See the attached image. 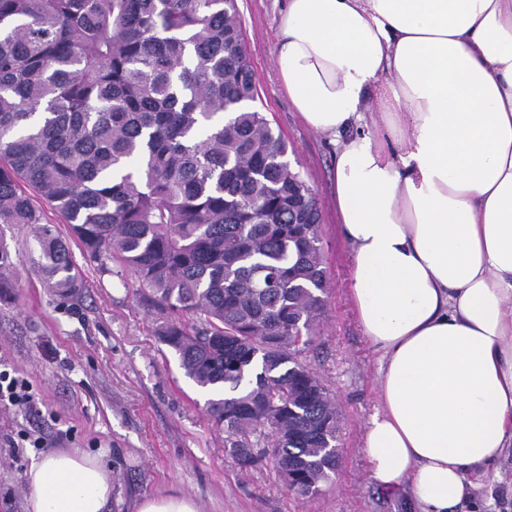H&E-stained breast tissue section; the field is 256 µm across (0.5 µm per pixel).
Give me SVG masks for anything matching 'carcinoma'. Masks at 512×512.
<instances>
[{
	"label": "carcinoma",
	"mask_w": 512,
	"mask_h": 512,
	"mask_svg": "<svg viewBox=\"0 0 512 512\" xmlns=\"http://www.w3.org/2000/svg\"><path fill=\"white\" fill-rule=\"evenodd\" d=\"M256 96L235 0H0V295L6 224L38 225L63 298L84 287L70 241L120 263L170 312L155 336L211 394L225 452L307 498L340 465L341 414L302 361L330 283L316 194ZM34 204L40 212L41 224L51 226L56 233L67 237L68 227L64 219L48 201L37 197L34 198Z\"/></svg>",
	"instance_id": "carcinoma-1"
}]
</instances>
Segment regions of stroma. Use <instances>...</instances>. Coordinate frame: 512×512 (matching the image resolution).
<instances>
[{"label":"stroma","mask_w":512,"mask_h":512,"mask_svg":"<svg viewBox=\"0 0 512 512\" xmlns=\"http://www.w3.org/2000/svg\"><path fill=\"white\" fill-rule=\"evenodd\" d=\"M255 73L254 103L280 131L287 157L310 183L322 211L331 291L322 346L305 362L329 386L342 415L341 464L311 498L285 490L270 469H241L204 413L205 395L154 334L160 311L119 264L101 272L79 247L84 279L61 299L38 275L35 228L16 224L7 241L20 263L0 298V370L29 381L34 405H0V512H24L25 473L49 449L106 453L114 490L108 512H132L142 499L184 494L200 512H399V493L372 484L361 436L378 406V355L363 336L346 291L351 247L336 225L335 147L301 120L283 92L272 55L284 0H237ZM41 436L47 448L31 447ZM468 512H512V455L489 465Z\"/></svg>","instance_id":"1"}]
</instances>
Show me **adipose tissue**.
Returning <instances> with one entry per match:
<instances>
[{
    "label": "adipose tissue",
    "instance_id": "obj_1",
    "mask_svg": "<svg viewBox=\"0 0 512 512\" xmlns=\"http://www.w3.org/2000/svg\"><path fill=\"white\" fill-rule=\"evenodd\" d=\"M278 29L282 88L337 147L368 478L457 512L512 450V0H286ZM25 484V512H105L112 466L55 449Z\"/></svg>",
    "mask_w": 512,
    "mask_h": 512
}]
</instances>
